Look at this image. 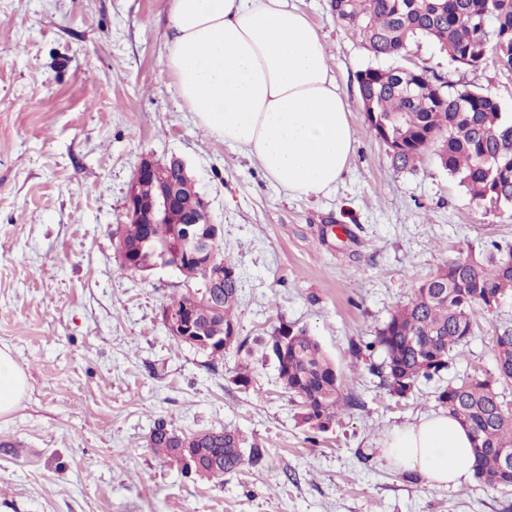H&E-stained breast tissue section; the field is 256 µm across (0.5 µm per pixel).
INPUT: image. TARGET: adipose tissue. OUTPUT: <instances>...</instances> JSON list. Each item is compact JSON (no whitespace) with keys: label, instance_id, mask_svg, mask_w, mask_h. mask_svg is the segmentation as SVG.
I'll return each instance as SVG.
<instances>
[{"label":"adipose tissue","instance_id":"1","mask_svg":"<svg viewBox=\"0 0 512 512\" xmlns=\"http://www.w3.org/2000/svg\"><path fill=\"white\" fill-rule=\"evenodd\" d=\"M166 59L197 124L252 159L294 197L329 192L355 152L349 104L324 41L287 0H169ZM27 379L0 347V417ZM468 430L448 412L394 428L382 455L433 487L472 480Z\"/></svg>","mask_w":512,"mask_h":512}]
</instances>
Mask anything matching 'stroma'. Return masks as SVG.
I'll return each instance as SVG.
<instances>
[{
    "label": "stroma",
    "instance_id": "1",
    "mask_svg": "<svg viewBox=\"0 0 512 512\" xmlns=\"http://www.w3.org/2000/svg\"><path fill=\"white\" fill-rule=\"evenodd\" d=\"M329 2L296 0L327 44L357 147L333 190L296 198L178 99L167 0H0V345L28 382L0 418V512H512V488H434L382 457L390 430L439 411L442 380L391 396L372 371L380 353L358 345L439 266L512 243V216L477 209L433 157L392 169L357 97V72L376 60ZM409 59L491 91L512 115V76L459 67L426 42ZM146 155L181 160L208 196L251 352L213 358L168 335L163 306L201 280L120 272L112 232ZM506 325L512 299L479 319L445 378L494 371ZM283 327L307 329L362 402L328 432L301 424L261 347ZM160 420L238 429L264 458L220 483L184 473L149 445Z\"/></svg>",
    "mask_w": 512,
    "mask_h": 512
}]
</instances>
